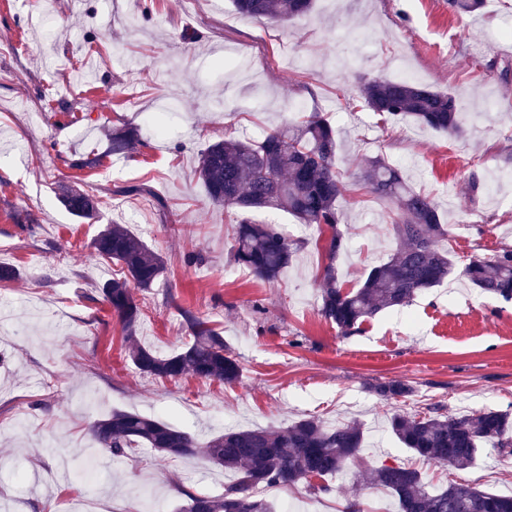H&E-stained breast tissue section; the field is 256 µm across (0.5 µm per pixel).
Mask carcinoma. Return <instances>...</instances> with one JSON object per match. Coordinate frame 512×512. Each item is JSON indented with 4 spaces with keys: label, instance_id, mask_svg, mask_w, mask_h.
<instances>
[{
    "label": "carcinoma",
    "instance_id": "carcinoma-1",
    "mask_svg": "<svg viewBox=\"0 0 512 512\" xmlns=\"http://www.w3.org/2000/svg\"><path fill=\"white\" fill-rule=\"evenodd\" d=\"M244 18L266 17L281 22L298 19L313 0H232ZM459 15L483 6V0H448ZM364 105L374 112L409 118L450 136L462 129L456 98L404 79H371L360 89ZM137 141L133 130L112 133L111 152L125 155ZM337 144L333 128L321 112L299 122L269 129L259 140L220 139L198 157L195 175L211 203L242 213L280 210L301 224H316L330 232L325 241L326 263L320 273V315L348 336L378 313L407 305L420 292L443 282L455 268L449 252L437 242L448 236L436 203L413 189L401 171L378 158L364 175L368 191L396 208L392 229L397 248L389 259L370 269L356 288L344 287L337 262L347 250L339 224L342 183L336 171ZM59 201L74 217L90 220L98 201L71 186L61 188ZM97 256L119 264L123 276L102 285L104 301L121 321L129 343L128 357L140 373L163 379L192 374L226 384L239 381L241 368L224 337L190 311L184 312L191 339L172 354L160 356L137 337L142 318L135 290L154 287L166 265L162 256L120 224H108L91 243ZM299 250L277 224H238L231 247L233 261L253 277L276 281L292 265ZM461 275L482 292L512 301V248L489 258L472 257ZM370 391L383 400L406 397L413 387L398 380L379 382ZM390 430L416 456L439 465L465 469L475 464L482 443L512 450V414L483 410L463 416L433 406L413 416L394 414ZM94 452L128 456L149 448L162 456H201L235 474L217 496L188 495L178 512H273L260 490L308 482L314 492L328 490L326 481L350 463L362 461L365 443L361 424L328 427L320 420L299 419L285 427L227 429L206 441L154 417L114 410L92 425ZM371 484L390 491L398 512H512V495L481 491L451 482L435 489L422 474L403 464H382L370 472Z\"/></svg>",
    "mask_w": 512,
    "mask_h": 512
}]
</instances>
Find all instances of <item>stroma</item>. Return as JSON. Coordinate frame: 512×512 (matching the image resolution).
<instances>
[{
    "instance_id": "stroma-1",
    "label": "stroma",
    "mask_w": 512,
    "mask_h": 512,
    "mask_svg": "<svg viewBox=\"0 0 512 512\" xmlns=\"http://www.w3.org/2000/svg\"><path fill=\"white\" fill-rule=\"evenodd\" d=\"M512 0H486L459 16L448 0H315L289 23L239 16L230 0H0V512H68L92 498L103 512H174L188 495L223 492L232 473L199 458L144 448L99 456V485H79L94 421L121 409L151 415L199 440L224 428L284 427L315 417L359 421L364 462L330 489L306 483L265 489L276 507L397 512L367 470L402 463L432 487L451 482L512 494V455L485 445L466 470L413 456L388 431L395 413L431 405L463 415L512 413V303L459 275L409 305L340 336L319 313L322 242L301 237L284 211L248 216L212 204L193 175L199 153L222 138H261L269 127L322 112L341 145L340 207L349 250L346 287L388 259L397 242L392 205L361 178L379 157L437 203L458 263L512 246ZM409 79L452 93L459 138L366 108L360 85ZM171 108L157 138L144 113ZM138 127L141 143L116 157L113 128ZM93 158L91 168H77ZM95 195L89 223L60 204L61 186ZM277 224L303 239L279 280L255 279L229 258L241 219ZM117 223L168 260L139 293L140 343L161 355L189 340L184 311L220 332L242 376L233 385L187 375L140 374L127 357L117 316L100 288L115 270L90 243ZM402 380L407 397L370 387Z\"/></svg>"
}]
</instances>
